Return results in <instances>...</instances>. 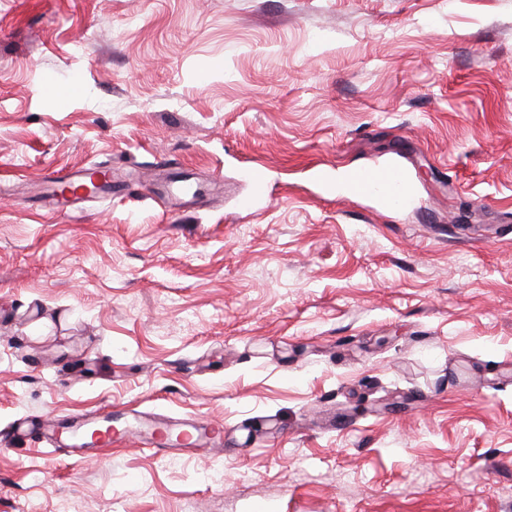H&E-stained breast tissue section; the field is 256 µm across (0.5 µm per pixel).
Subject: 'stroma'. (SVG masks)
Masks as SVG:
<instances>
[{
  "instance_id": "1",
  "label": "stroma",
  "mask_w": 512,
  "mask_h": 512,
  "mask_svg": "<svg viewBox=\"0 0 512 512\" xmlns=\"http://www.w3.org/2000/svg\"><path fill=\"white\" fill-rule=\"evenodd\" d=\"M110 409L223 450L15 437L0 512H512V0H0V434ZM350 192L359 196H377L395 205L404 206L411 197L406 176L395 167L384 166L372 170L357 169L348 177ZM185 443L183 446H199L203 440H208L216 444L220 440V436L223 433L219 426H208L209 433L206 429L198 427L194 422H188L183 424Z\"/></svg>"
}]
</instances>
